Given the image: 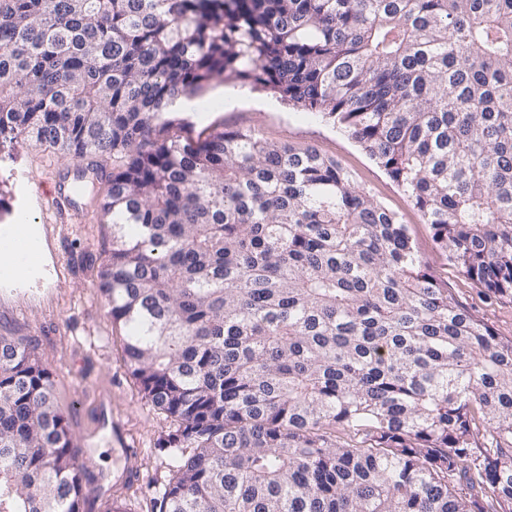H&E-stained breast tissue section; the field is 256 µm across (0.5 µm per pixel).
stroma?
Listing matches in <instances>:
<instances>
[{"label":"stroma","instance_id":"obj_1","mask_svg":"<svg viewBox=\"0 0 512 512\" xmlns=\"http://www.w3.org/2000/svg\"><path fill=\"white\" fill-rule=\"evenodd\" d=\"M230 83L213 80L198 92L210 113L201 120L176 113L173 136L205 138L212 131L251 128L273 142L312 144L336 155L359 173L376 197L398 211L419 254L447 284L449 296L487 322L502 338H512V302L488 296L449 265L407 197L385 172L336 125L321 116L288 106L275 95L240 89V100L226 107L215 100ZM79 165L61 152L19 145L0 150V226L26 213L43 240L42 273L12 288L0 287V335L37 339L38 353L55 381V397L67 415L79 460L96 476L102 493L95 512H106L113 482L125 460L110 433L95 427V405L101 391L112 393V414L126 429L127 443L137 448L141 474L124 485L120 498L126 512H150V502L164 488L176 452L161 447L170 418L149 403L123 360L125 333L113 326L98 289L96 265L112 238L100 223L101 194H76ZM72 194L67 213L55 214L56 194ZM92 264H85V257Z\"/></svg>","mask_w":512,"mask_h":512}]
</instances>
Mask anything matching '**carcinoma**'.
<instances>
[{
    "mask_svg": "<svg viewBox=\"0 0 512 512\" xmlns=\"http://www.w3.org/2000/svg\"><path fill=\"white\" fill-rule=\"evenodd\" d=\"M221 76L344 130L512 300V0H0V146L105 187L98 288L177 451L150 512H512V339L336 156L162 135ZM0 344V512H92L37 344Z\"/></svg>",
    "mask_w": 512,
    "mask_h": 512,
    "instance_id": "1",
    "label": "carcinoma"
}]
</instances>
